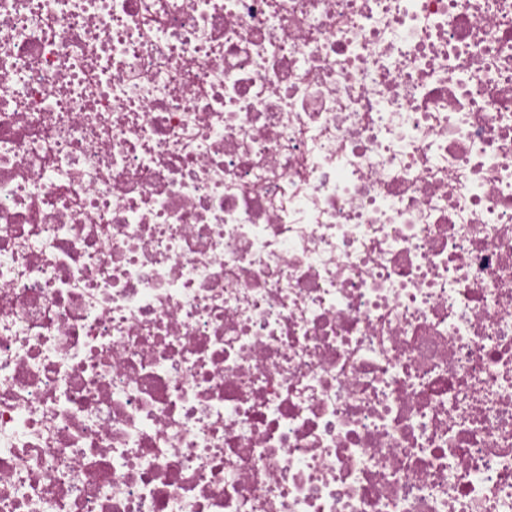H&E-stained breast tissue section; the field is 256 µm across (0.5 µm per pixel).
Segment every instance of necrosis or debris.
Listing matches in <instances>:
<instances>
[{
	"mask_svg": "<svg viewBox=\"0 0 512 512\" xmlns=\"http://www.w3.org/2000/svg\"><path fill=\"white\" fill-rule=\"evenodd\" d=\"M0 512H512V0H0Z\"/></svg>",
	"mask_w": 512,
	"mask_h": 512,
	"instance_id": "obj_1",
	"label": "necrosis or debris"
}]
</instances>
